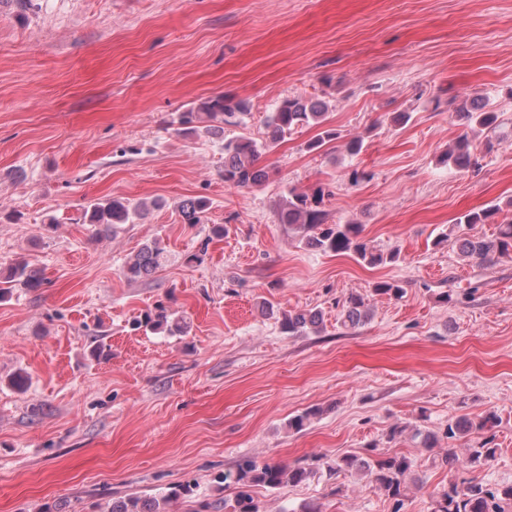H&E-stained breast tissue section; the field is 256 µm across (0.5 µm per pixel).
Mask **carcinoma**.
Returning a JSON list of instances; mask_svg holds the SVG:
<instances>
[{
    "mask_svg": "<svg viewBox=\"0 0 512 512\" xmlns=\"http://www.w3.org/2000/svg\"><path fill=\"white\" fill-rule=\"evenodd\" d=\"M467 124L488 134H495L501 127L500 113L492 107L490 97L478 95L471 101H463L455 107ZM249 112V106L242 100L234 101L222 95L204 98L192 104L188 111L180 114L178 132L184 136L198 134L200 131L211 133L222 131L224 126H237ZM325 107L318 102H306L301 98H287L275 107L267 117L270 129L269 142L258 145L250 138L238 136L224 141V183L245 188L261 184L268 177L267 171L259 166L263 151L272 148L298 128L320 126L325 122ZM440 163L454 171L468 170L477 165L468 134L460 135L455 143L440 158ZM324 192L313 194L293 190L280 212V221L288 225L302 237L305 244L323 253L342 254L351 252L355 257L371 266L396 263L400 260L398 249L376 250L363 239V226L360 224H327L325 212L320 209ZM209 201L195 198L185 201L180 212L188 224H201L209 210ZM147 211L143 202H132L125 198H105L91 203L82 210L83 222L96 227L99 234L115 233L123 224H132ZM502 206L471 211L458 218V224L473 227L495 220ZM462 256L481 263L493 264L500 258L512 254V220H504L498 225L495 238L471 235L461 239L459 245ZM166 260L164 248L158 242L144 246L124 267V274L130 279L146 277L155 272ZM35 290L43 285L41 275L30 268L27 262L17 261L11 264L3 277L0 287V300L9 296L15 285ZM344 327H356L367 317L365 298L350 293L342 300ZM140 323L154 330L164 329L169 334L185 332L186 327L179 322H168L165 309L157 306L153 312H147ZM321 315L317 312L288 314L282 319V328L289 335L303 334L311 329L319 331ZM499 424L494 412L487 413L479 421L459 418L448 422L444 434L449 439H461L471 434L480 438L473 441L465 466L487 465L496 457L497 448L492 439L483 433ZM413 467V461L406 455L387 454L366 456L346 454L336 459H325L315 465L284 466L279 463L256 464L244 460L237 464L233 473L223 474L220 479L237 485L238 491L233 502L214 501L198 503L194 512H262L261 506L251 494V487L262 486L270 490L285 485L298 486L306 483L320 470L331 475L340 473L369 472L385 495L394 501V512H400L405 496V478ZM194 489L189 484H179L169 491L154 497H145L136 493L115 499L108 512H170L171 506L180 498H190ZM512 508V484L508 486H490L470 479L451 480L448 488L442 490L434 500L432 512H508Z\"/></svg>",
    "mask_w": 512,
    "mask_h": 512,
    "instance_id": "obj_1",
    "label": "carcinoma"
}]
</instances>
